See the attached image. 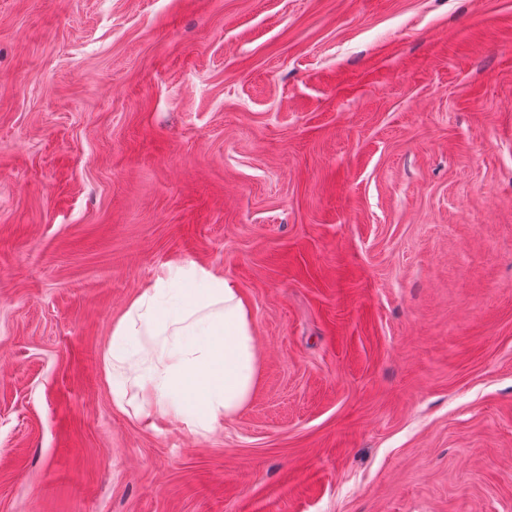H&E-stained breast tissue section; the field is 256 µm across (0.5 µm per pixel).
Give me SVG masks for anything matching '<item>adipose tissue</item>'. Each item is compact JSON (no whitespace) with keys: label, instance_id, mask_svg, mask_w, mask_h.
<instances>
[{"label":"adipose tissue","instance_id":"adipose-tissue-1","mask_svg":"<svg viewBox=\"0 0 512 512\" xmlns=\"http://www.w3.org/2000/svg\"><path fill=\"white\" fill-rule=\"evenodd\" d=\"M106 364L127 389L197 435L250 402L257 378L251 316L238 288L209 270L179 267L134 299L116 325Z\"/></svg>","mask_w":512,"mask_h":512}]
</instances>
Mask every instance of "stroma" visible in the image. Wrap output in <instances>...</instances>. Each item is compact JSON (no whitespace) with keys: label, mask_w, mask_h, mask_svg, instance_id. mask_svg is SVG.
Instances as JSON below:
<instances>
[{"label":"stroma","mask_w":512,"mask_h":512,"mask_svg":"<svg viewBox=\"0 0 512 512\" xmlns=\"http://www.w3.org/2000/svg\"><path fill=\"white\" fill-rule=\"evenodd\" d=\"M178 265L205 436L104 364ZM0 512H512V0H0ZM181 281L192 287L178 288ZM134 299L112 333L106 365L148 408L213 432L250 402L257 378L254 325L238 288L196 265L177 267ZM129 347L140 362L129 363Z\"/></svg>","instance_id":"35a3bbf8"}]
</instances>
